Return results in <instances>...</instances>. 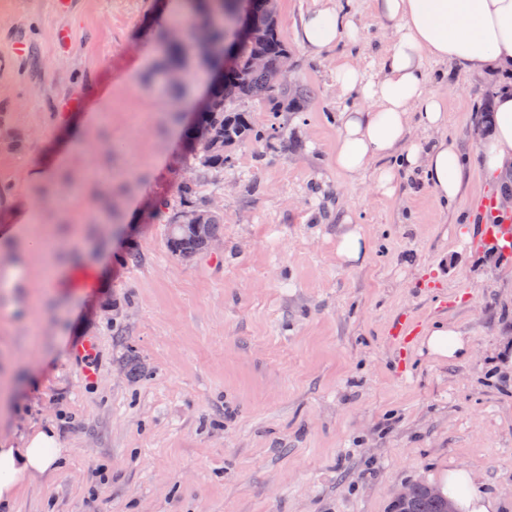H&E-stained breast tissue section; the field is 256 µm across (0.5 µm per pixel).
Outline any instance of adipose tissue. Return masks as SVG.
Returning a JSON list of instances; mask_svg holds the SVG:
<instances>
[{"label": "adipose tissue", "instance_id": "adipose-tissue-1", "mask_svg": "<svg viewBox=\"0 0 512 512\" xmlns=\"http://www.w3.org/2000/svg\"><path fill=\"white\" fill-rule=\"evenodd\" d=\"M375 9L389 36L379 73L366 75L351 56L338 58L332 70L337 90L360 100L339 114L336 167L354 179L370 176L372 192L382 198L394 196L398 169L417 172L436 199L454 202L467 186L469 170L458 142L441 134L448 103L428 90L425 63L452 62L466 74H512V0H375ZM357 34L355 20L342 15L334 0H320L297 32L315 56ZM493 110V130L477 148L478 164L490 174L512 163V88L498 90ZM33 216L30 207H19L11 222L0 226V240L15 247L0 265V286L13 312L23 309L31 286L27 243ZM421 345L439 361L469 353L464 335L444 322L432 324ZM67 455L51 425L17 439L0 437V512H11L23 481L55 472ZM434 484L454 512H498L497 499L481 489L470 470L442 473Z\"/></svg>", "mask_w": 512, "mask_h": 512}]
</instances>
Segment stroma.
I'll return each mask as SVG.
<instances>
[{
    "label": "stroma",
    "mask_w": 512,
    "mask_h": 512,
    "mask_svg": "<svg viewBox=\"0 0 512 512\" xmlns=\"http://www.w3.org/2000/svg\"><path fill=\"white\" fill-rule=\"evenodd\" d=\"M173 3L0 0V225L33 207L38 242L27 316L0 305V378L30 380L0 435L50 422L70 451L21 485L13 512H390L403 487L457 466L512 512V240L474 220L499 179L475 173L446 205L414 176L386 199L337 170V117L359 101L339 95L331 62L379 71L374 0H337L360 37L322 61L295 35L314 0H279L288 78L308 95L278 119L242 103L257 126L280 121L277 138L198 176L187 137L215 80L196 67L162 80L171 24L155 16ZM426 72L448 99L445 136L473 162L493 81L434 61ZM70 117L88 125L75 154ZM54 162L61 185L27 174ZM195 176L224 232L184 259L159 205ZM347 216L370 244L354 268L336 258ZM66 247L90 282L53 301L49 256ZM403 318L458 327L469 356L398 344Z\"/></svg>",
    "instance_id": "stroma-1"
}]
</instances>
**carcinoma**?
I'll list each match as a JSON object with an SVG mask.
<instances>
[{
	"label": "carcinoma",
	"mask_w": 512,
	"mask_h": 512,
	"mask_svg": "<svg viewBox=\"0 0 512 512\" xmlns=\"http://www.w3.org/2000/svg\"><path fill=\"white\" fill-rule=\"evenodd\" d=\"M190 9L214 22L228 15L237 0H187ZM250 22L253 29L263 35V39H245L236 48V65L224 75L211 98V102L201 113L192 141L204 138L209 147L193 150V160L204 173L224 171V164L230 160L226 149L247 140L266 136L255 128L246 112L239 109L245 101H258L271 106L274 114L286 112L296 99L305 95V89L291 82H279L275 65L287 47L278 32L277 15L271 13L267 0H248ZM257 53L265 54L270 67L256 69L251 59ZM198 190L195 180L179 184L176 203L169 207L168 245L172 253L181 258H193L204 252L206 243L186 224L183 214L195 213L200 223L209 225L208 235L220 236L224 229V216L211 209L198 205L194 198ZM449 502L444 498H434L425 488L416 487V492L405 505L406 512H448Z\"/></svg>",
	"instance_id": "carcinoma-1"
}]
</instances>
